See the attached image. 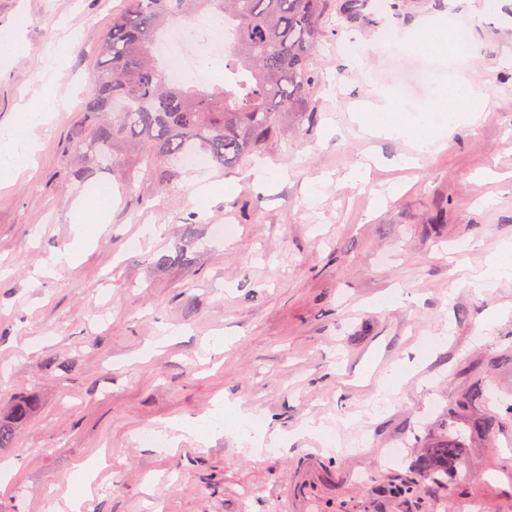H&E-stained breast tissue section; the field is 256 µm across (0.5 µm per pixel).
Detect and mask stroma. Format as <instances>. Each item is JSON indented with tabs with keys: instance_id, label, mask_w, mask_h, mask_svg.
<instances>
[{
	"instance_id": "35a3bbf8",
	"label": "stroma",
	"mask_w": 512,
	"mask_h": 512,
	"mask_svg": "<svg viewBox=\"0 0 512 512\" xmlns=\"http://www.w3.org/2000/svg\"><path fill=\"white\" fill-rule=\"evenodd\" d=\"M126 5L0 0V31L22 29L0 64V125L45 84L64 100L37 132L35 169L0 186V410L38 400L13 447L0 448V512H50L68 498L79 512L159 502L166 512H458L462 502L512 512V418L490 436L472 428L512 404V280L485 289L455 272L480 268L512 238V0H497L475 32L470 69L491 97L479 128L417 167L392 165L402 142L351 134L352 116L392 92L404 66L375 47L379 34L447 11L448 0L371 5L353 22L334 8L311 57L320 81L308 118L262 155L206 164L174 190H129L123 171L135 157L120 153L119 169L95 178L112 186L102 226L91 186L71 175L83 163L71 144L101 68L93 47ZM363 43L361 63H349ZM54 51L51 74L43 60ZM365 161V190L346 185ZM212 181L222 190L196 209V187ZM77 223L92 249L53 268ZM153 224L160 237L144 234ZM469 238L476 248L457 252ZM396 288L398 303L379 304ZM169 329L178 336L161 345ZM216 338L224 345L213 352ZM477 389L489 403L470 401ZM218 400L261 413L282 447L253 457L230 428L205 443L189 433L171 448L136 443L144 428L194 422ZM309 417L335 431V447L298 434ZM447 434L466 481L389 494ZM92 460V479L73 485Z\"/></svg>"
}]
</instances>
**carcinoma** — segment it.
I'll return each instance as SVG.
<instances>
[{"instance_id":"1","label":"carcinoma","mask_w":512,"mask_h":512,"mask_svg":"<svg viewBox=\"0 0 512 512\" xmlns=\"http://www.w3.org/2000/svg\"><path fill=\"white\" fill-rule=\"evenodd\" d=\"M329 8V0H129L100 42L102 67L72 144L88 165L73 178L88 181L116 165L120 149L138 155L125 172L131 189L140 176L179 179L191 154L225 168L264 151L278 126L314 111L318 76L310 57L325 36ZM204 9L222 14L233 30L224 85L204 92L170 85L154 56L156 35ZM36 410L34 399H18L0 414V448L13 445L16 427ZM463 466L460 448L443 440L414 468L446 485Z\"/></svg>"}]
</instances>
